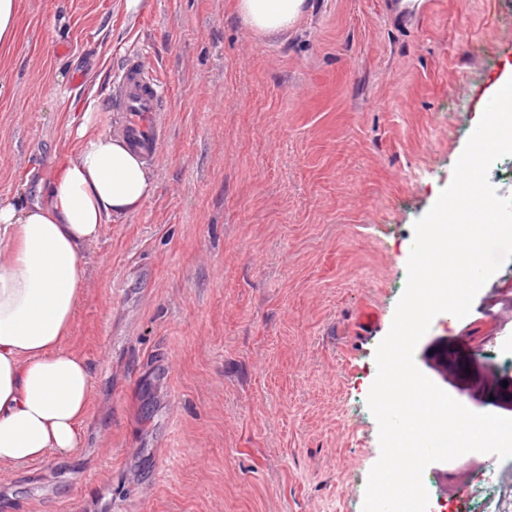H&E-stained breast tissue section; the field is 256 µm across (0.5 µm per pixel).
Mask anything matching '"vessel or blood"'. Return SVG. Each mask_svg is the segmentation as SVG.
Masks as SVG:
<instances>
[{
	"instance_id": "obj_1",
	"label": "vessel or blood",
	"mask_w": 512,
	"mask_h": 512,
	"mask_svg": "<svg viewBox=\"0 0 512 512\" xmlns=\"http://www.w3.org/2000/svg\"><path fill=\"white\" fill-rule=\"evenodd\" d=\"M168 101L167 83L157 70L138 57L125 59L112 81L110 109L120 115L117 133L150 162L159 152Z\"/></svg>"
}]
</instances>
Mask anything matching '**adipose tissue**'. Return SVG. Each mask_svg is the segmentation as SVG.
<instances>
[{"label":"adipose tissue","mask_w":512,"mask_h":512,"mask_svg":"<svg viewBox=\"0 0 512 512\" xmlns=\"http://www.w3.org/2000/svg\"><path fill=\"white\" fill-rule=\"evenodd\" d=\"M311 0H235L262 35L287 31ZM73 148L35 202L0 200V475L73 453L87 424L92 379L68 347L86 292L84 249L108 224L137 212L157 189L150 166L83 112Z\"/></svg>","instance_id":"ef3b65f1"}]
</instances>
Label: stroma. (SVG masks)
<instances>
[{
	"label": "stroma",
	"instance_id": "35a3bbf8",
	"mask_svg": "<svg viewBox=\"0 0 512 512\" xmlns=\"http://www.w3.org/2000/svg\"><path fill=\"white\" fill-rule=\"evenodd\" d=\"M17 0L0 46V198L32 201L129 55L171 108L155 195L85 253L69 345L89 364L73 454L0 480V512H362L380 456L375 351L407 281L413 224L453 177L512 65V0H312L267 36L234 0ZM67 53H58V45ZM373 308L375 324H357ZM512 382V260L469 314L437 315L418 368L512 417L464 360ZM486 461L427 467L453 512Z\"/></svg>",
	"mask_w": 512,
	"mask_h": 512
}]
</instances>
